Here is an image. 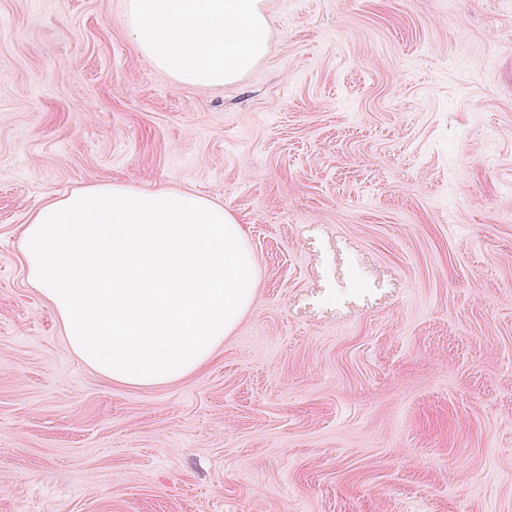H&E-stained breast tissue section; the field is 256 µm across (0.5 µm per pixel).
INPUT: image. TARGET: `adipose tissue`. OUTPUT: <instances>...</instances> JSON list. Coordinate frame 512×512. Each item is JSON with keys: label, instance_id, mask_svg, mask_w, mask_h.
<instances>
[{"label": "adipose tissue", "instance_id": "obj_1", "mask_svg": "<svg viewBox=\"0 0 512 512\" xmlns=\"http://www.w3.org/2000/svg\"><path fill=\"white\" fill-rule=\"evenodd\" d=\"M22 240L28 281L52 304L71 353L129 386L206 366L259 285L236 215L172 188L71 192L38 210Z\"/></svg>", "mask_w": 512, "mask_h": 512}]
</instances>
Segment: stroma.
I'll use <instances>...</instances> for the list:
<instances>
[{"instance_id":"obj_1","label":"stroma","mask_w":512,"mask_h":512,"mask_svg":"<svg viewBox=\"0 0 512 512\" xmlns=\"http://www.w3.org/2000/svg\"><path fill=\"white\" fill-rule=\"evenodd\" d=\"M266 58L176 85L125 0H0V512H512V0H266ZM237 215L253 305L201 371L113 382L22 230L105 182ZM393 279L296 313L301 228Z\"/></svg>"}]
</instances>
